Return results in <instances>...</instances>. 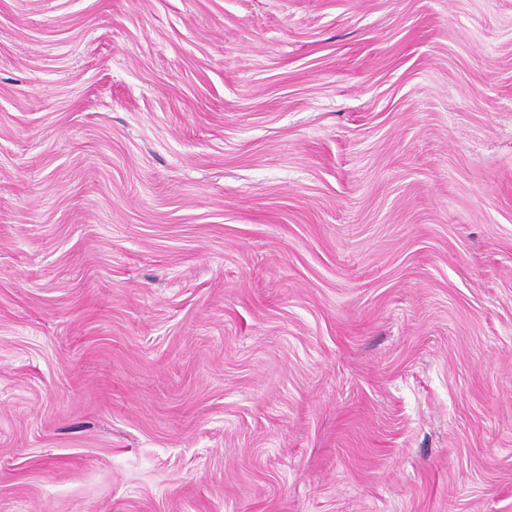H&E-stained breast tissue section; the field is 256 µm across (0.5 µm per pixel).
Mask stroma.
Listing matches in <instances>:
<instances>
[{
  "label": "stroma",
  "instance_id": "obj_1",
  "mask_svg": "<svg viewBox=\"0 0 512 512\" xmlns=\"http://www.w3.org/2000/svg\"><path fill=\"white\" fill-rule=\"evenodd\" d=\"M0 512H512V0H0Z\"/></svg>",
  "mask_w": 512,
  "mask_h": 512
}]
</instances>
